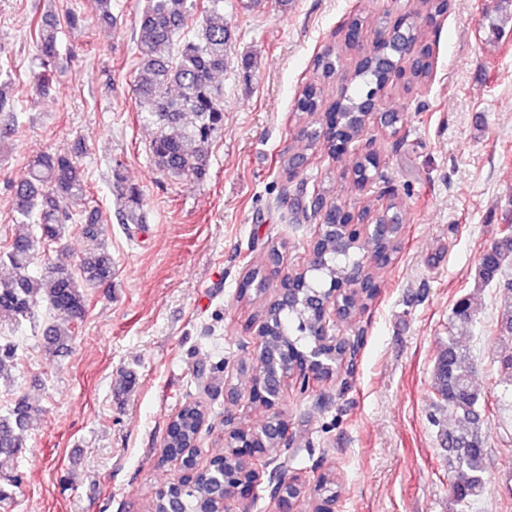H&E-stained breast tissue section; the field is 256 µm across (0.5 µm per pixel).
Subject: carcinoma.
<instances>
[{
    "label": "carcinoma",
    "mask_w": 512,
    "mask_h": 512,
    "mask_svg": "<svg viewBox=\"0 0 512 512\" xmlns=\"http://www.w3.org/2000/svg\"><path fill=\"white\" fill-rule=\"evenodd\" d=\"M199 10L198 0H145L136 24V49L139 70L136 76L134 109L139 120L155 128L151 144V162L171 178L190 176L204 179L210 166V145L224 125V92L216 76L224 73L229 43L224 25V0H207ZM202 14L200 28L193 36L185 32L187 21ZM40 61V86L48 87L57 72L59 49L57 24L34 28ZM334 53L326 51L314 60L320 81L311 83L298 95L296 111L307 116L322 111V82L334 76ZM432 71L430 47L410 71L411 82L421 85ZM385 70L372 67L356 75L359 85H378ZM11 75L0 70V118L14 120V103L6 88ZM112 193L117 200V223L138 226L146 223L143 192L128 182L122 165L111 168ZM16 230L9 244L0 251V313L19 323L34 316L37 301L46 303L54 320L41 332L47 352L56 355L68 351L74 325L86 312L87 290L112 282V255L97 243L98 215L79 214L86 199V185L72 156L66 152L43 153L31 158L22 174L10 184ZM85 224V236L95 242L80 255L78 262H47L36 274L29 273L37 245L42 241L59 242L73 225ZM329 279H341L349 261L336 256V239L323 242ZM512 266V234L500 230L485 249L476 267L475 288L499 284L503 269ZM503 308L498 320L502 336H512V279L501 289ZM476 320L472 298L461 297L452 309L448 342L444 344L434 367V393L453 419V426L440 433L446 452L448 480L462 479L460 489L448 490L452 512H470L485 493L488 484L487 441L484 430V394L474 385V363L470 350L453 335L456 327ZM317 328L303 309H289L268 333L267 346L274 350L284 337L298 330L310 334ZM18 346L0 340V380L8 381L16 366ZM36 408L25 396L17 397L6 413H0V479L19 482L15 464L22 449V435L28 429ZM202 410L195 402L182 406L170 420L178 431L169 435L170 448H183L198 435Z\"/></svg>",
    "instance_id": "cac0c4a2"
}]
</instances>
